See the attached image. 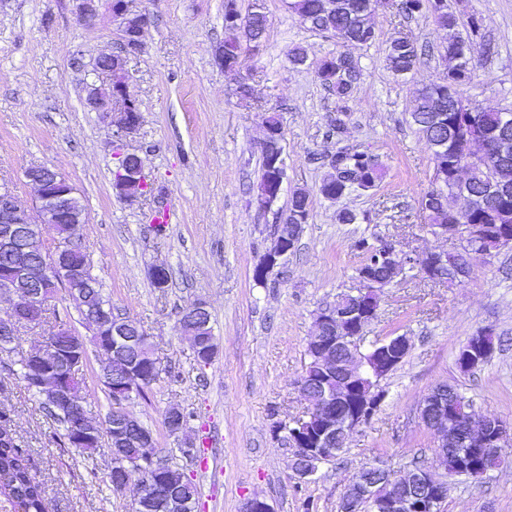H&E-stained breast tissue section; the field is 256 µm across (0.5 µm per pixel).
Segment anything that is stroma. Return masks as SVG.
Masks as SVG:
<instances>
[{"label": "stroma", "mask_w": 512, "mask_h": 512, "mask_svg": "<svg viewBox=\"0 0 512 512\" xmlns=\"http://www.w3.org/2000/svg\"><path fill=\"white\" fill-rule=\"evenodd\" d=\"M257 5L267 30L259 46L242 49L239 73L253 94L245 106L216 59L229 37L224 0H141L150 21L126 73L142 124L134 137L119 141L109 116L85 104L90 84L109 82L94 75L95 58L118 49L111 0H99L89 27L78 20V0H0V183L30 198L24 173L44 164L74 187L84 205L77 234L103 295L151 336L161 362L146 398L128 408L152 432L158 455L196 482L199 512H242L254 496L273 512H304L307 501L314 512H338L349 479L363 467L397 473L432 458L433 438L419 408L438 384L455 385L477 416L512 427V247L475 257L459 286L412 270L379 290L366 341L403 334L411 349L382 381L379 411L350 435L343 454L320 464L313 477L297 479L292 450L274 430L306 408L297 382L317 312L359 286L363 255L355 241L393 240L407 254L460 245L426 226L420 202L433 187V154L410 119L415 89L444 72L448 33L432 19L406 18L387 5L372 17L376 40L347 49L302 23L288 0H237L244 15ZM447 5L460 32H467L472 16L482 25L477 77L464 86V97L486 109H512V0ZM408 31L425 53L397 77L386 56L394 37ZM298 45L308 59L296 68L288 52ZM346 50L361 80L346 103L347 131L336 139L326 135L336 98L315 69L322 58ZM269 112L282 126L287 175L276 204L262 209L254 188ZM342 143L378 156L385 174L374 190L331 201L318 192L325 171L310 158ZM125 152L141 156L151 188L132 202L113 185ZM296 190L309 194L312 216L295 252L257 282L253 271ZM165 206L171 221L159 231L152 218ZM346 210L357 214V223H339ZM156 264L170 269L168 288L153 287L149 270ZM197 300L208 306L217 343L206 365L196 362L179 327L182 308ZM485 329L501 338V347L478 370L460 372L459 348ZM44 332L21 328L13 352L0 357V411L14 420L30 473L45 488L48 512H133L135 487L117 494L103 480L111 465L107 451L87 458L64 446L15 373ZM173 406L192 414L175 435L164 425ZM503 453L508 463L481 480L449 477L441 512H512V444Z\"/></svg>", "instance_id": "stroma-1"}]
</instances>
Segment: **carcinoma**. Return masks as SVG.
<instances>
[{"instance_id":"cac0c4a2","label":"carcinoma","mask_w":512,"mask_h":512,"mask_svg":"<svg viewBox=\"0 0 512 512\" xmlns=\"http://www.w3.org/2000/svg\"><path fill=\"white\" fill-rule=\"evenodd\" d=\"M367 0H288V7L299 16L301 21L311 28L323 31L331 30L357 46L372 43L375 28L370 22V9ZM401 13L407 16L430 12L435 23L450 31L458 25V18L448 13L445 0H403ZM224 24L232 26L242 33L248 43L259 44L267 29V17L260 11H252L242 16L237 9L236 0H224ZM469 34L463 38L454 33L448 35L444 56L450 58L460 51V42L464 39L473 45V54L481 51L480 25L478 19L470 18L467 22ZM240 53L232 44H224L217 49L216 58L224 64V70L232 71L239 64ZM388 68L397 76L411 71L419 60L418 39L412 33H400L390 43L386 57ZM319 82L332 89L336 95V117L331 119V126L341 133L345 127V103L360 80V71L353 59L339 54L323 58L316 68ZM475 66L468 60L458 71L448 73L438 81L425 85L415 91V107L411 119L419 134L433 148L434 178L438 179L450 173L448 165L453 160L463 158L471 149V143L459 133V128L451 120L460 115L463 86L473 82ZM503 123V112L477 108L476 124L481 135L496 134ZM330 171L324 176L319 186V193L328 200H336L346 194L366 193L374 189L384 176L382 164L374 161L371 155L359 150L325 156ZM272 176L269 157L261 155V174L256 186V200L264 205V188ZM493 179L497 184L508 188L509 201L503 202L484 193L486 182ZM470 186L481 194L484 204L467 213L456 210V195L453 185H448V192L428 205L426 219L430 224H486L495 234L512 233V159L502 160L493 152H486L482 163L470 173ZM288 211L305 219L310 217L311 201L303 191H295L290 199ZM356 247L364 256L358 271H369L383 284L391 281L387 266L373 263V244L361 238ZM68 264L88 276H93L92 266L87 253L76 250L70 253ZM39 399L42 410L62 430V437L75 450L84 455H91L105 447L112 459V467L105 474L106 483H112L115 470L127 465V460L138 452L137 448H126L124 452L112 450L109 441L92 446L81 447L78 436L82 425L95 427L105 432L103 422L94 417L87 406L75 412L55 411L54 392L42 389L34 392ZM166 482L179 488L188 509H194L199 499V489L183 470L167 465L164 468ZM0 493L7 496L17 512H48L45 490L41 483L35 481L29 473L23 449L19 448L16 430L12 426V417L0 411Z\"/></svg>"}]
</instances>
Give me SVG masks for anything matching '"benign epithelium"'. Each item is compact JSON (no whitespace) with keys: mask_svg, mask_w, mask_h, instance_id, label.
Segmentation results:
<instances>
[{"mask_svg":"<svg viewBox=\"0 0 512 512\" xmlns=\"http://www.w3.org/2000/svg\"><path fill=\"white\" fill-rule=\"evenodd\" d=\"M80 22L92 25L97 18L96 0H80ZM113 17L120 20L122 54H103L101 58L119 64L142 50V36L148 25V16L133 9V5L113 10ZM94 112L112 116V134L118 139L133 137L140 128L142 116L138 105L123 85L115 90L95 91L86 100ZM507 120L492 142V148L501 158L512 155V137ZM122 170L115 177L114 187L119 195L131 201L127 186L140 185L143 180L142 160L135 152L121 155ZM274 177L265 193L266 200L276 201L280 196L286 170L283 150H278L272 160ZM25 178L34 190V203L23 200L12 188L0 185V255L7 263L0 270V297L11 300L10 311L0 315V340L7 342L15 335L21 323H34L43 314L54 287L60 281L74 280L78 288L67 290V295L77 296L81 309L93 330L107 337L99 356L112 359L117 364L124 360L127 347L141 339L151 344L149 334L130 318H113L103 305L85 297L78 289L86 287L83 274L68 266L69 251L81 245L79 238L67 237L48 246L42 238L41 226L57 224L71 212L75 190L65 178L56 182L47 177V166L33 164L25 171ZM273 226L272 243L257 271L269 274L299 241L303 225L288 223ZM432 233L464 242L454 252L446 250L428 252L412 257L401 253L387 241L377 244L387 259L392 278L405 274V267L416 268L427 278L444 280L448 265H455L454 273L464 279L468 276L471 261L480 254L471 250L472 245L487 238L483 224H438ZM360 288L353 295L354 305L344 306L340 298L336 304L319 312L315 333L307 345L309 358L318 366V374L298 382L302 399L308 402L305 415L289 424H278L275 432L294 449L291 470L294 476L306 479L317 470L318 464L329 461L346 447L349 433L363 426L365 419L373 418L385 398L380 382L393 372L411 349L410 339L404 335L392 336L364 344L366 326L376 318L377 291L381 284L374 278L359 276ZM71 337L69 356L74 358L73 377H78L84 363L82 340ZM465 363L477 366L493 353L494 342L480 331L468 344ZM62 356L55 347L44 343L28 355L32 369L26 382L39 389L53 387L58 408L73 411L76 401L71 385L57 380L46 371V366ZM129 386L118 376H112V423L108 435L114 449L127 446L129 435L137 422L125 406ZM421 423L432 434L435 453L431 461L413 465L403 475L394 477L384 468L366 466L349 481L340 503V512H441L448 492L446 451L457 448L458 470L478 479L489 468L469 462L471 452L479 451L498 467L504 462L501 448L512 432L506 425L492 417L477 418L472 404L462 394H451L445 384L436 385L425 397L420 408ZM153 436L142 432L137 439L139 453L133 459L135 469L144 466H163L152 452ZM185 501L176 489L167 487L151 491L138 487L135 498L136 512H184Z\"/></svg>","mask_w":512,"mask_h":512,"instance_id":"obj_1","label":"benign epithelium"}]
</instances>
